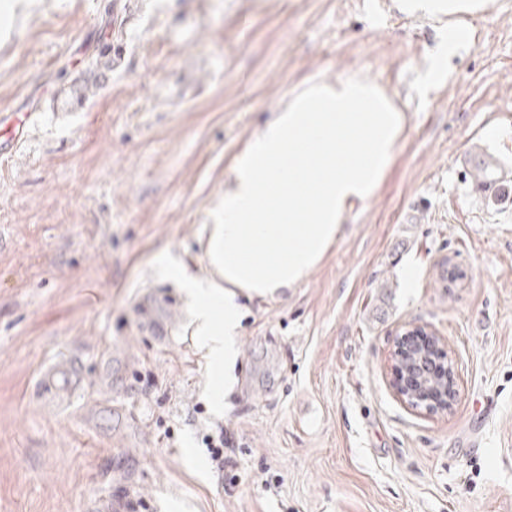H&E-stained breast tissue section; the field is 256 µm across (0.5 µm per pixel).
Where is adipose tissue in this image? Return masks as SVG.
I'll return each instance as SVG.
<instances>
[{
  "label": "adipose tissue",
  "mask_w": 512,
  "mask_h": 512,
  "mask_svg": "<svg viewBox=\"0 0 512 512\" xmlns=\"http://www.w3.org/2000/svg\"><path fill=\"white\" fill-rule=\"evenodd\" d=\"M406 122L381 86L347 78L291 97L250 139L224 195V221L211 227L210 275L181 279L209 363L235 358L239 295L296 287L319 263L353 202L377 190Z\"/></svg>",
  "instance_id": "ef3b65f1"
}]
</instances>
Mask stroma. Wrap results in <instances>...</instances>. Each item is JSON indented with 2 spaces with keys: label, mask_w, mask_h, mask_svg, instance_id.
Returning <instances> with one entry per match:
<instances>
[{
  "label": "stroma",
  "mask_w": 512,
  "mask_h": 512,
  "mask_svg": "<svg viewBox=\"0 0 512 512\" xmlns=\"http://www.w3.org/2000/svg\"><path fill=\"white\" fill-rule=\"evenodd\" d=\"M456 27L396 0H0V115H37L0 158V512L128 488L149 512H512V191L476 195L461 159L512 168V0L419 93ZM350 76L406 113L393 161L300 285L243 300L225 384L159 259L206 277L249 140ZM409 324L448 341V413L393 391ZM71 355L82 389L49 405L38 373ZM202 441L216 468L219 471H224V468L231 463L226 457L224 458V427L218 426L211 433H207Z\"/></svg>",
  "instance_id": "obj_1"
}]
</instances>
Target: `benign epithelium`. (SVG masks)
<instances>
[{
	"instance_id": "1",
	"label": "benign epithelium",
	"mask_w": 512,
	"mask_h": 512,
	"mask_svg": "<svg viewBox=\"0 0 512 512\" xmlns=\"http://www.w3.org/2000/svg\"><path fill=\"white\" fill-rule=\"evenodd\" d=\"M423 346L435 354L433 365L428 374H436L448 378V367L443 362L448 360V351L445 342L435 336L427 328L419 325L407 327L401 336V341L394 354V367L397 375L395 387L397 395L409 405L422 408L429 414H443L448 412V389L443 387L437 390L429 389L416 391L414 381L411 380L405 358L414 346Z\"/></svg>"
}]
</instances>
